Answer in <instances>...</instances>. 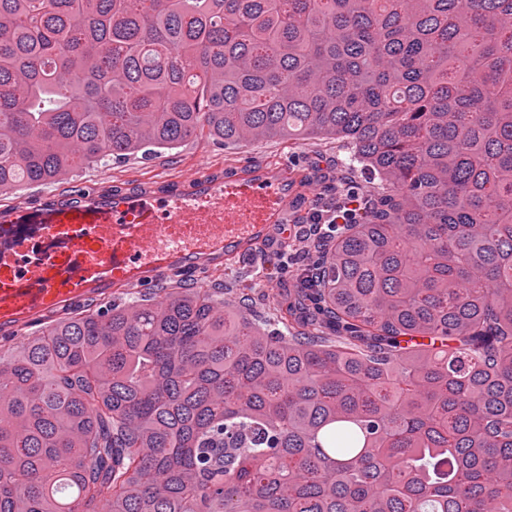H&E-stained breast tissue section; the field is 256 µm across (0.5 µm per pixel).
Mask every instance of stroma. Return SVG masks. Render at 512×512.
<instances>
[{
	"label": "stroma",
	"mask_w": 512,
	"mask_h": 512,
	"mask_svg": "<svg viewBox=\"0 0 512 512\" xmlns=\"http://www.w3.org/2000/svg\"><path fill=\"white\" fill-rule=\"evenodd\" d=\"M255 161L283 166L306 178L309 192L290 215L294 224L302 222L320 199L335 197L336 177L352 179L362 192L371 189L360 168L349 166L348 154L342 144L333 140L313 139L297 144L274 137L243 146H224L202 136L171 151L146 156L138 153L121 160L91 165L59 179L5 192L0 198L7 202L35 204L54 192L86 185L112 193L139 186L170 187L200 174L220 180ZM272 259V253L262 248L256 254L233 263L217 264L180 276L165 274L161 281L167 286L220 288L224 291L225 300L234 301L239 297V280H246L253 287L248 296L250 313L258 322L265 323L274 318V312L268 305V295L293 285L288 275L273 270Z\"/></svg>",
	"instance_id": "stroma-1"
}]
</instances>
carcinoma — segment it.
<instances>
[{"label": "carcinoma", "instance_id": "obj_1", "mask_svg": "<svg viewBox=\"0 0 512 512\" xmlns=\"http://www.w3.org/2000/svg\"><path fill=\"white\" fill-rule=\"evenodd\" d=\"M203 133L372 211L281 330L162 288L0 354V512H512V0H0V189Z\"/></svg>", "mask_w": 512, "mask_h": 512}]
</instances>
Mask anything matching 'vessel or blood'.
<instances>
[{"instance_id":"1","label":"vessel or blood","mask_w":512,"mask_h":512,"mask_svg":"<svg viewBox=\"0 0 512 512\" xmlns=\"http://www.w3.org/2000/svg\"><path fill=\"white\" fill-rule=\"evenodd\" d=\"M307 192L286 168L256 164L222 181L201 175L163 191L91 190L13 205L0 212L1 224H38L47 235L83 224L102 247L79 255L76 273L63 281L43 266L15 276L11 253L0 254V330L189 263L204 267L254 254Z\"/></svg>"}]
</instances>
